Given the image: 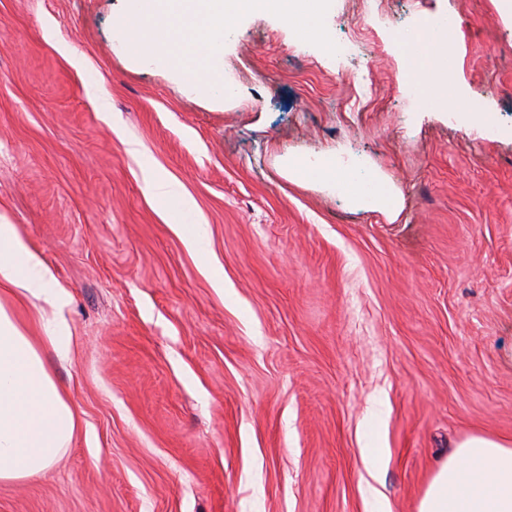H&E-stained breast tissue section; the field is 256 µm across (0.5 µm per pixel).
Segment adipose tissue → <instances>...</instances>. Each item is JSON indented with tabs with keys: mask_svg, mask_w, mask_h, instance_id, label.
Segmentation results:
<instances>
[{
	"mask_svg": "<svg viewBox=\"0 0 512 512\" xmlns=\"http://www.w3.org/2000/svg\"><path fill=\"white\" fill-rule=\"evenodd\" d=\"M396 49L421 105L445 111L467 101L460 84L443 85L433 78L443 59L454 56L455 40L438 35L424 21ZM310 175L329 186L345 184L353 201L367 209L391 212L397 207L391 187L378 175L341 171L329 162L311 170L288 169L292 180ZM53 280L13 225L0 223V286L40 300L44 326L43 338L27 336L0 304V482L41 475L67 447L76 427L75 415L39 352L47 344L58 356L67 353L57 314L68 296L54 288ZM417 512H512V441L468 438L431 479Z\"/></svg>",
	"mask_w": 512,
	"mask_h": 512,
	"instance_id": "obj_1",
	"label": "adipose tissue"
}]
</instances>
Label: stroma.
Wrapping results in <instances>:
<instances>
[{
	"mask_svg": "<svg viewBox=\"0 0 512 512\" xmlns=\"http://www.w3.org/2000/svg\"><path fill=\"white\" fill-rule=\"evenodd\" d=\"M124 9L0 0V220L69 295V353L43 356L77 421L0 512H416L461 442L512 439V23L497 0H339L327 31L376 49L339 59L252 11L223 105L130 62ZM436 14L495 137L398 92L394 31ZM343 154L394 213L288 178ZM152 197L159 204L162 211L177 226H182L186 234L187 243L197 252L200 258H206L203 237L199 229L191 230L186 223L190 211V202L180 191L160 176H154L151 180Z\"/></svg>",
	"mask_w": 512,
	"mask_h": 512,
	"instance_id": "35a3bbf8",
	"label": "stroma"
}]
</instances>
